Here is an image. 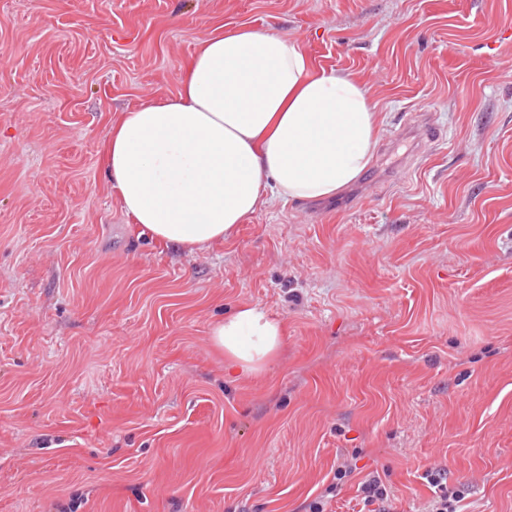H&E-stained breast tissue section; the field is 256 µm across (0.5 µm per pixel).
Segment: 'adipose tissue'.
Returning <instances> with one entry per match:
<instances>
[{
  "label": "adipose tissue",
  "mask_w": 512,
  "mask_h": 512,
  "mask_svg": "<svg viewBox=\"0 0 512 512\" xmlns=\"http://www.w3.org/2000/svg\"><path fill=\"white\" fill-rule=\"evenodd\" d=\"M380 126L355 76L315 71L297 40L240 26L202 43L176 95L124 113L103 158L132 223L203 249L260 205L335 196L370 165ZM209 336L254 374L277 355L282 323L244 304Z\"/></svg>",
  "instance_id": "obj_1"
}]
</instances>
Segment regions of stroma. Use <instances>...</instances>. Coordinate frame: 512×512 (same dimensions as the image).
<instances>
[{"instance_id": "35a3bbf8", "label": "stroma", "mask_w": 512, "mask_h": 512, "mask_svg": "<svg viewBox=\"0 0 512 512\" xmlns=\"http://www.w3.org/2000/svg\"><path fill=\"white\" fill-rule=\"evenodd\" d=\"M299 41L382 114L336 197L187 250L101 162L217 28ZM512 0H0V512H305L336 470L512 512ZM440 137L430 141L425 126ZM257 304L252 376L209 338ZM211 342L224 359L244 373H257L277 355L282 343V323L259 305L236 307L210 331ZM422 479L433 491V499L429 505L428 512H461L459 503L463 496L459 491H449L446 471L442 468L427 469Z\"/></svg>"}]
</instances>
